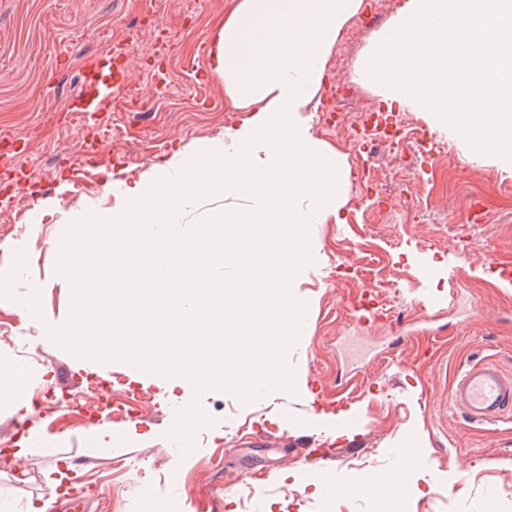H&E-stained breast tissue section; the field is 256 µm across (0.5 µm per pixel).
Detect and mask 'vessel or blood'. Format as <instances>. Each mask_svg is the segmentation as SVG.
Listing matches in <instances>:
<instances>
[{"label": "vessel or blood", "mask_w": 512, "mask_h": 512, "mask_svg": "<svg viewBox=\"0 0 512 512\" xmlns=\"http://www.w3.org/2000/svg\"><path fill=\"white\" fill-rule=\"evenodd\" d=\"M133 73L130 51L107 46L85 69L79 94L66 102L68 116L82 125L95 114L110 111L118 96L130 88ZM384 315L380 302L362 303L354 308L352 321L356 328L365 330ZM452 401L472 421L497 422L512 411V375L492 363L470 364L455 378Z\"/></svg>", "instance_id": "b4317fda"}]
</instances>
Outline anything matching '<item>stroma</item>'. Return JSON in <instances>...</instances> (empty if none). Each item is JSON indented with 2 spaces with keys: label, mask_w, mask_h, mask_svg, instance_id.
I'll use <instances>...</instances> for the list:
<instances>
[{
  "label": "stroma",
  "mask_w": 512,
  "mask_h": 512,
  "mask_svg": "<svg viewBox=\"0 0 512 512\" xmlns=\"http://www.w3.org/2000/svg\"><path fill=\"white\" fill-rule=\"evenodd\" d=\"M230 0L202 9L189 0H0V133L23 138L19 181L0 185V273L17 250L26 254L25 281L39 282L42 319L0 297V372L23 365L32 386L83 391L88 379L109 386L120 375L150 397L145 418L97 420L119 437L112 445L86 442L89 430L63 412L30 423L44 433V449L0 463V503L26 512L62 462L68 483L87 486L82 512H252L263 498L270 512H374L357 485L398 468L390 452L418 459L401 488L404 512H512V414L492 424L470 422L455 408L451 389L459 369L490 360L512 372V282L499 277L512 258V168L474 154L463 139L419 112H404L412 130L438 144L432 166L422 165L415 139L401 152L375 144L372 188L356 180L343 187L340 220L310 225L316 251L292 282L306 303L302 327L287 361L295 392H269L253 401L216 389L196 393L182 377L129 368L124 362L79 358L54 344L47 326L69 316L72 290L56 270L63 225L89 212L121 209L127 184L223 142L241 118L228 103L224 82L200 83L192 68L202 42L211 41ZM385 0H363L354 21L359 40L342 46V77L354 76L373 38L395 17ZM171 38L166 56L148 54L157 35ZM127 42L143 72L163 71L168 89L143 82L141 98L120 100L93 116L76 134L64 111L80 72L100 49ZM96 139L93 162L84 138ZM409 177L405 205L378 203L375 188ZM486 198L481 224L470 226L466 198ZM353 263L358 274H349ZM373 290L395 319L374 328L368 359L347 343L354 336L350 305ZM405 341H398V331ZM350 399L337 411V397ZM213 418L182 455L168 432L192 401ZM332 448L334 460L309 469L305 457ZM269 463L264 480L250 465ZM298 490L285 497L284 489Z\"/></svg>",
  "instance_id": "obj_1"
}]
</instances>
